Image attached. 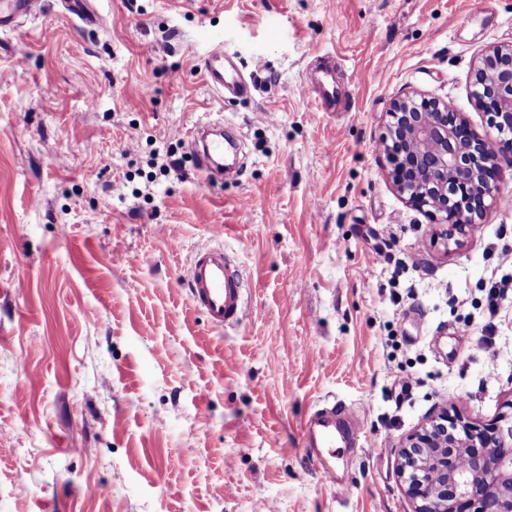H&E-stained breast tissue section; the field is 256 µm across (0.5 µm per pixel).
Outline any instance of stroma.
Segmentation results:
<instances>
[{
    "instance_id": "stroma-1",
    "label": "stroma",
    "mask_w": 512,
    "mask_h": 512,
    "mask_svg": "<svg viewBox=\"0 0 512 512\" xmlns=\"http://www.w3.org/2000/svg\"><path fill=\"white\" fill-rule=\"evenodd\" d=\"M94 9L89 27L44 0L0 32V512H412L405 438L443 408L512 409V297L486 310L512 272V208L446 237L396 192L381 138L413 93L490 134L474 65L512 44V0ZM218 45L251 99L205 86L194 62ZM322 69L347 93L334 112L305 90ZM206 117L244 137L237 180L196 168ZM206 245L244 277L222 331L184 281ZM336 403L361 420L338 485L303 436Z\"/></svg>"
}]
</instances>
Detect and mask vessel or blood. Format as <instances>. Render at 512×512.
I'll use <instances>...</instances> for the list:
<instances>
[{
    "instance_id": "1",
    "label": "vessel or blood",
    "mask_w": 512,
    "mask_h": 512,
    "mask_svg": "<svg viewBox=\"0 0 512 512\" xmlns=\"http://www.w3.org/2000/svg\"><path fill=\"white\" fill-rule=\"evenodd\" d=\"M42 7L43 0H0V28H12L18 18L35 16ZM199 70L205 85L221 96L247 99L253 94V85L223 48H215L203 58ZM309 89L322 111H335L337 94L332 78L310 84ZM237 140L234 128L224 124L197 123L188 133L189 150L198 168L212 181L223 179L224 157L235 148ZM185 280L192 304L205 313L212 328L221 330L241 320L243 275L231 265L223 248L197 250L188 263ZM337 421L332 412L323 417L310 416L305 426L310 430L311 447H335Z\"/></svg>"
}]
</instances>
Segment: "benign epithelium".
Segmentation results:
<instances>
[{"mask_svg":"<svg viewBox=\"0 0 512 512\" xmlns=\"http://www.w3.org/2000/svg\"><path fill=\"white\" fill-rule=\"evenodd\" d=\"M477 71L472 95L499 139L418 95L393 101L383 136L400 196L453 229L496 202L512 169V44L489 50ZM398 472L414 512H512V416L481 426L440 412L404 441Z\"/></svg>","mask_w":512,"mask_h":512,"instance_id":"benign-epithelium-1","label":"benign epithelium"}]
</instances>
